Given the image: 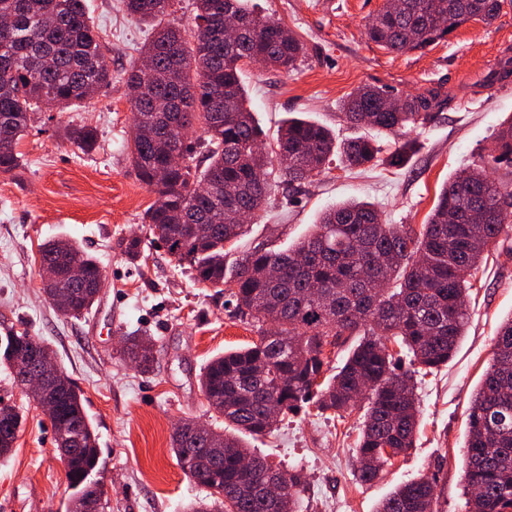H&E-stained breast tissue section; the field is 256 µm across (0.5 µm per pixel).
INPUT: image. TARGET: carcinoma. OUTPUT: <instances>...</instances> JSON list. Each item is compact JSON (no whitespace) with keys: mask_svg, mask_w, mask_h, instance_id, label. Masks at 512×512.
Instances as JSON below:
<instances>
[{"mask_svg":"<svg viewBox=\"0 0 512 512\" xmlns=\"http://www.w3.org/2000/svg\"><path fill=\"white\" fill-rule=\"evenodd\" d=\"M127 13L155 29L144 47L154 62L141 99L133 103L134 124L149 131L132 140L130 153L140 180L156 194L144 223L172 261L193 279L224 289V307L272 331H261L251 345L214 357L200 378L210 408L226 428L211 439L172 435V449L183 472L209 492V501L190 512H299L304 480L296 470L273 466L253 454L241 435L272 433L268 406L279 415L314 403L322 410L352 412L367 401L357 448L359 481H374L384 470L385 449L401 455L412 447L418 409L410 371H399L388 346L407 350L422 370L448 364L465 335L469 280L488 245L512 230V188L490 178L488 170L512 165V121L495 135V149L458 173L441 189L427 222L418 230L387 224L377 207L352 199L327 208L313 231L283 251L256 249L234 266L224 260V244L244 235V224L229 214L257 216L273 190L271 156L262 152L263 131L241 80V62L268 60L274 70L292 69L304 44L279 24L260 17L250 0H197L194 35L163 24L169 0H123ZM384 3L365 25L368 39L392 52L424 50L470 21L490 23L507 0H398ZM244 20L235 39H224L225 16ZM0 174L20 164L17 147L41 108L64 111L82 104L112 83L106 46L90 23L84 0H0ZM384 90L361 86L342 104L345 120L399 136L429 122L448 104V95L429 89L406 97L399 112H382ZM199 125L206 165L186 133ZM66 138L88 152L96 129L66 128ZM276 144L288 154L285 181L293 184L326 169L333 156L349 168L379 164L381 150L366 137L336 143L326 127L290 117ZM413 142L405 140L386 159L404 164ZM176 147L186 164H168ZM206 183L210 191L197 192ZM41 261L76 259L94 279L97 261L69 240L51 239ZM94 304L79 292L60 312L76 318ZM359 337L336 373L324 378L329 361L324 347ZM28 335L11 330L0 336V364L18 384L16 353ZM128 358L144 369L153 362L151 342L129 339ZM0 432L18 434L25 414L0 398ZM53 431L74 437L65 466L73 477L80 464L98 461L97 434L74 382L63 388L49 415ZM464 493L466 512H512V318L499 327L495 352L474 394L467 418ZM249 457L245 473L239 461ZM271 473L288 476V505L274 509L260 493ZM93 483L71 485L68 512H82ZM432 479L420 477L395 488L377 512H434Z\"/></svg>","mask_w":512,"mask_h":512,"instance_id":"1","label":"carcinoma"}]
</instances>
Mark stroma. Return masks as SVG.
Segmentation results:
<instances>
[{
	"label": "stroma",
	"instance_id": "stroma-1",
	"mask_svg": "<svg viewBox=\"0 0 512 512\" xmlns=\"http://www.w3.org/2000/svg\"><path fill=\"white\" fill-rule=\"evenodd\" d=\"M85 2L108 48L112 84L77 110L34 113L18 146L19 167L0 175V331L43 341L83 391L109 488L104 512H184L207 492L180 468L171 436L184 420L222 427L199 388L200 376L212 358L247 346L259 333L230 316L223 294L195 284L176 267L144 223L155 195L130 161L133 106L125 73L139 65L152 30L122 11L120 0ZM251 4L307 47L289 73L242 67L266 133L265 149H272L281 122L291 116L330 128L340 141L358 136L341 118L340 104L361 85L397 95L438 89L450 101L409 133L416 149L402 166L361 172L333 163L292 186L272 171L268 208L251 221L238 251L258 245L286 249L310 232L325 209L349 199L372 202L387 223L420 227L441 187L489 152L499 124L512 118V91L499 90L494 80L501 61L512 57L510 6L491 23L468 22L425 50L391 53L365 33L383 0ZM69 124L96 129L91 152L64 138ZM51 237L77 241L103 270L98 299L81 318L63 316L42 291L39 249ZM133 239L141 242L135 260L126 254ZM471 281L466 334L447 366L415 374V444L380 479L364 484L355 475L359 409L339 416L310 406L285 416L271 434L249 439L250 448L273 465L300 470L306 481L302 512H376L397 485L421 474L435 480L436 512H465L468 408L493 357L497 328L512 316V233L488 246ZM130 336L152 339L151 371L127 358ZM0 397L26 415L11 457L0 460V512H67L71 491L48 415L1 365Z\"/></svg>",
	"mask_w": 512,
	"mask_h": 512
}]
</instances>
